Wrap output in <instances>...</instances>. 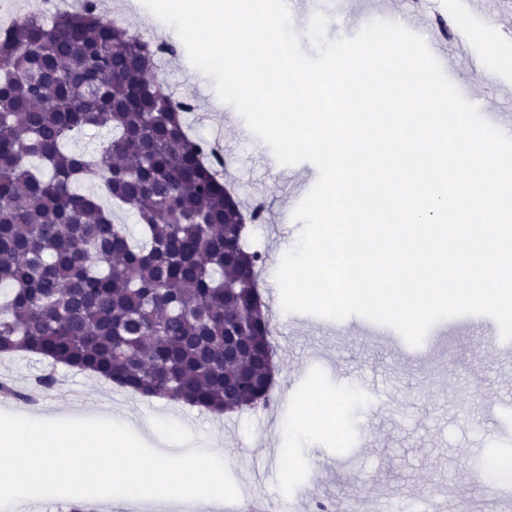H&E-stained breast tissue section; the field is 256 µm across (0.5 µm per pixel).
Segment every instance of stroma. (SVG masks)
I'll list each match as a JSON object with an SVG mask.
<instances>
[{
    "label": "stroma",
    "instance_id": "obj_1",
    "mask_svg": "<svg viewBox=\"0 0 512 512\" xmlns=\"http://www.w3.org/2000/svg\"><path fill=\"white\" fill-rule=\"evenodd\" d=\"M105 17H116L144 39L172 42L158 74L176 97L196 108L184 116L190 131L219 142L224 176L245 205L264 206L260 227L246 241L261 253L259 286L276 281L283 254L303 227L290 218L296 196L307 195L318 178L308 162L279 164L269 147L235 108L223 102L215 81L199 73L181 40H169L144 6L102 0ZM365 7L406 16L410 0H344L326 6L328 39L359 28ZM463 37L476 50L481 70L462 71L458 89L471 102L492 104L512 118V8L504 0H481ZM284 336L277 350L274 409L225 416L163 397L128 393L102 379L39 357L0 356V381L19 398H0V412L45 415L61 420L112 416L127 426L174 416L205 442L224 450L236 486L295 508L323 503L334 512H422L431 494L446 495L451 512L469 499L474 512H512V503L489 496L495 462L512 458V341L484 315L439 321L428 342L410 346L395 330L360 316L335 321L270 307ZM53 373L58 385L44 388L38 376ZM336 402L335 428L301 432L293 427L299 408L313 400Z\"/></svg>",
    "mask_w": 512,
    "mask_h": 512
}]
</instances>
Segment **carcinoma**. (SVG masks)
Returning a JSON list of instances; mask_svg holds the SVG:
<instances>
[{
  "instance_id": "cac0c4a2",
  "label": "carcinoma",
  "mask_w": 512,
  "mask_h": 512,
  "mask_svg": "<svg viewBox=\"0 0 512 512\" xmlns=\"http://www.w3.org/2000/svg\"><path fill=\"white\" fill-rule=\"evenodd\" d=\"M96 0L0 29V354L27 353L215 415L267 405L263 258L194 106L155 74L174 54ZM104 130L95 154L65 149ZM91 181L136 217L116 223Z\"/></svg>"
}]
</instances>
